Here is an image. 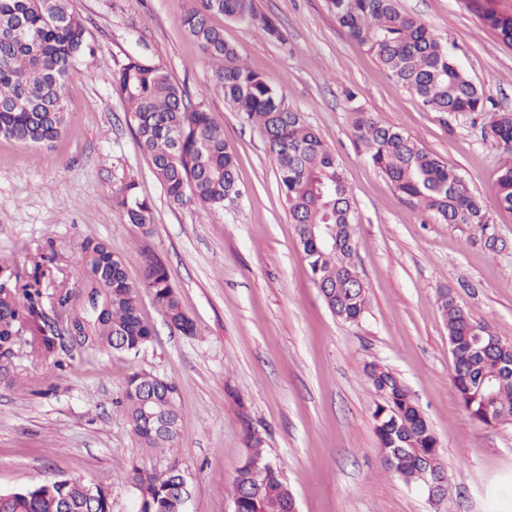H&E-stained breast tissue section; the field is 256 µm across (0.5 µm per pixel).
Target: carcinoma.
I'll list each match as a JSON object with an SVG mask.
<instances>
[{
    "label": "carcinoma",
    "instance_id": "obj_1",
    "mask_svg": "<svg viewBox=\"0 0 512 512\" xmlns=\"http://www.w3.org/2000/svg\"><path fill=\"white\" fill-rule=\"evenodd\" d=\"M347 33L367 48L423 107L433 112H479L484 92L466 74L448 48L399 0H329ZM218 13L230 20L251 19L263 31L280 36L277 26L255 13L253 0H186L180 23L213 68L224 102L263 136L307 266L329 310L357 324L368 310L366 290L342 287L359 277L353 261L352 224L356 203L336 156L300 113L290 109L282 89L240 62L211 23ZM483 19L512 42V16L495 11ZM93 47L68 0H0V137L24 146L45 145L60 136L69 121L65 88ZM112 86L128 104L130 121L144 156L167 197L175 204L194 200L211 212L238 193L236 158L224 141V128L212 113L193 109L186 91L160 65L131 59L112 75ZM354 136L371 165L395 190L444 224L491 223L483 200L465 179L436 154L397 127L381 124L367 112H355ZM488 136L512 153V113L501 112ZM496 201L512 210V164L499 170ZM119 205L142 234L152 231L151 205L136 184L121 189ZM78 288L55 294L47 307L45 257L33 261L25 276L0 266V379L10 367L20 332L41 355L63 365V335L97 352L138 355L154 341V329L141 315L140 290L147 291L169 327L193 336L196 326L182 310L166 267L142 253V280L129 279L122 257L92 237L80 244ZM439 309L448 326L454 373L452 384L469 416L489 425L512 420V344L498 341L479 352L477 332L495 337L489 324L475 320L447 292ZM381 402L372 412L385 464L408 485H418L417 464L443 477L439 441L404 382L384 365L365 369ZM174 382L151 372L127 377L116 401L140 447L167 456L179 437ZM248 456L235 476L231 495L236 512H290L294 496L280 467L267 459L262 439L247 435ZM178 461L157 471L137 462L125 480L140 495L139 512H184L187 488ZM0 512H112V490L80 478L43 480L17 490H0Z\"/></svg>",
    "mask_w": 512,
    "mask_h": 512
}]
</instances>
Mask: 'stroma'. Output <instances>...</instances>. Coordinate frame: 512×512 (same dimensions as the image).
<instances>
[{"mask_svg": "<svg viewBox=\"0 0 512 512\" xmlns=\"http://www.w3.org/2000/svg\"><path fill=\"white\" fill-rule=\"evenodd\" d=\"M184 0H69L94 51L67 84L66 131L47 145L0 138V265L53 258L48 291L78 281L77 243L93 235L140 281L143 253L166 266L197 333L172 331L141 296L155 342L139 356L73 348L69 365L14 360L26 385L0 382V490L79 477L112 488V512H136L123 479L138 444L116 401L125 379L173 380L182 424L174 454L189 477L185 512H233L226 489L257 431L298 512H436L426 489L386 466L372 412L380 397L365 366L386 365L440 440L448 512H512V420L473 422L452 385L454 357L438 308L442 290L512 343V210L498 206L507 156L485 131L512 112V44L481 16L512 0H400L485 91L479 112L426 110L352 39L327 0H254L279 37L218 15L239 59L282 83L288 106L333 149L356 202L354 260L369 308L359 324L326 306L309 274L275 165L260 132L224 105L211 67L182 29ZM132 56L165 67L193 105L211 112L237 160L240 193L211 213L169 201L110 79ZM400 128L455 169L485 201L487 230L443 224L398 193L353 135L355 111ZM152 206L142 235L117 203L127 182ZM56 395H36L37 385Z\"/></svg>", "mask_w": 512, "mask_h": 512, "instance_id": "35a3bbf8", "label": "stroma"}]
</instances>
